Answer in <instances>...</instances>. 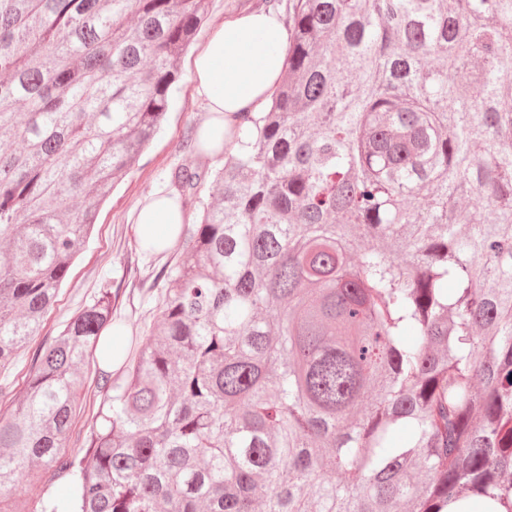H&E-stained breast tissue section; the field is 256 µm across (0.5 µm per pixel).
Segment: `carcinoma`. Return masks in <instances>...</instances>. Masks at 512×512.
<instances>
[{"instance_id":"1","label":"carcinoma","mask_w":512,"mask_h":512,"mask_svg":"<svg viewBox=\"0 0 512 512\" xmlns=\"http://www.w3.org/2000/svg\"><path fill=\"white\" fill-rule=\"evenodd\" d=\"M269 110L182 165L160 321L65 453L112 289L0 417L35 512H512V0H290ZM207 0H0V368L165 121ZM461 75L448 80V74ZM428 204H417L420 197ZM64 485V479L53 477L52 472L44 473L42 478L34 484L24 483L13 495L12 508L15 511L33 512L34 503L42 490H47L53 494L61 491Z\"/></svg>"}]
</instances>
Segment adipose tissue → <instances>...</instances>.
Here are the masks:
<instances>
[{
	"instance_id": "ef3b65f1",
	"label": "adipose tissue",
	"mask_w": 512,
	"mask_h": 512,
	"mask_svg": "<svg viewBox=\"0 0 512 512\" xmlns=\"http://www.w3.org/2000/svg\"><path fill=\"white\" fill-rule=\"evenodd\" d=\"M289 39L288 26L278 12H242L226 19L196 55V93L207 113L197 132L204 155L220 154L236 113L256 112L269 102L283 71ZM185 221L177 194L161 191L140 208L134 235L144 248L159 253L170 246Z\"/></svg>"
}]
</instances>
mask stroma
<instances>
[{"label": "stroma", "mask_w": 512, "mask_h": 512, "mask_svg": "<svg viewBox=\"0 0 512 512\" xmlns=\"http://www.w3.org/2000/svg\"><path fill=\"white\" fill-rule=\"evenodd\" d=\"M263 0H208V15L188 53L167 119L149 147L101 206L90 239L62 284L48 311L39 340L18 350L13 362L0 369V415L8 414V393L18 391L33 367L40 342L58 336L71 317L92 304L103 284H111L116 299L113 322L128 335L144 337L158 320L164 275L180 260L178 247L153 254L141 248L132 230L135 215L146 199L170 187L172 171L188 160L186 145L193 140L206 113L194 90L192 59L229 16L257 9Z\"/></svg>", "instance_id": "stroma-1"}]
</instances>
